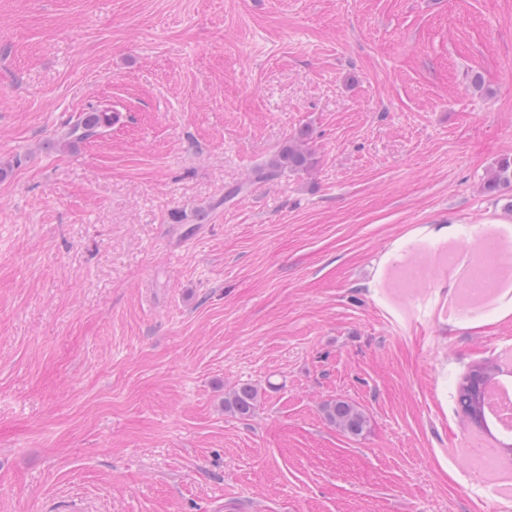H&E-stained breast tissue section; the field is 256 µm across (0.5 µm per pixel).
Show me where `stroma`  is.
Returning a JSON list of instances; mask_svg holds the SVG:
<instances>
[{"label":"stroma","instance_id":"1","mask_svg":"<svg viewBox=\"0 0 512 512\" xmlns=\"http://www.w3.org/2000/svg\"><path fill=\"white\" fill-rule=\"evenodd\" d=\"M506 154L512 0H0V512H512L456 404L512 294L435 264ZM93 117L90 118L89 115ZM118 112H112V108H96L92 112H85L70 128L69 136L75 141L91 139L100 133L112 129V125L119 122ZM308 145V137L304 132L289 138L280 146L267 171L262 172L260 178L270 179L285 170L301 171L307 169L312 156L311 148ZM260 400V389L254 384H242L224 396V408L238 416H250ZM327 421L343 433L350 436H360L366 428L367 419L364 413L354 404L334 399L323 407Z\"/></svg>","mask_w":512,"mask_h":512}]
</instances>
